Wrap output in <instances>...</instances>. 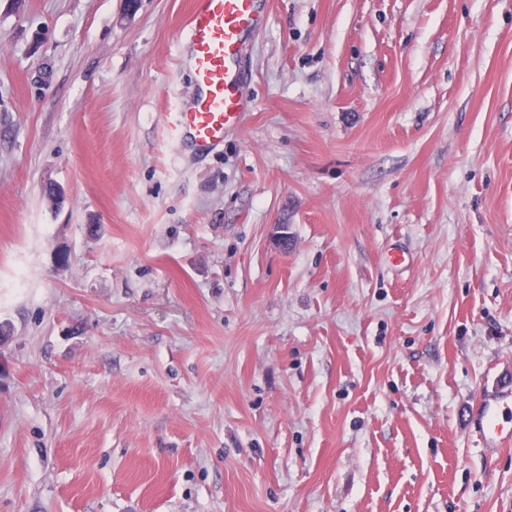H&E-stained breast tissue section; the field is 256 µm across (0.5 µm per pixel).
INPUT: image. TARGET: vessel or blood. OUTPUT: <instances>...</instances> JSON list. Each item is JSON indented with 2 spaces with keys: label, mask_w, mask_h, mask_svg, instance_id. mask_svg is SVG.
I'll return each instance as SVG.
<instances>
[{
  "label": "vessel or blood",
  "mask_w": 512,
  "mask_h": 512,
  "mask_svg": "<svg viewBox=\"0 0 512 512\" xmlns=\"http://www.w3.org/2000/svg\"><path fill=\"white\" fill-rule=\"evenodd\" d=\"M263 19L258 0H193L180 62L192 74L195 92L176 114L179 140L194 151H210L239 128L247 103L239 92L240 51ZM471 417L486 447L512 442V400L504 391L482 393Z\"/></svg>",
  "instance_id": "vessel-or-blood-1"
}]
</instances>
